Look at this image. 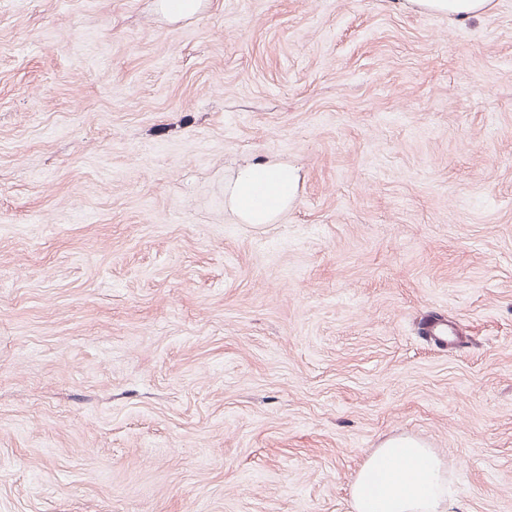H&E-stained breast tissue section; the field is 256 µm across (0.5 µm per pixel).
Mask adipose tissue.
<instances>
[{
  "label": "adipose tissue",
  "mask_w": 512,
  "mask_h": 512,
  "mask_svg": "<svg viewBox=\"0 0 512 512\" xmlns=\"http://www.w3.org/2000/svg\"><path fill=\"white\" fill-rule=\"evenodd\" d=\"M296 172L282 163L244 164L224 185V203L246 224L272 223L296 193ZM448 470L435 452L406 438L387 439L358 469L351 512H448Z\"/></svg>",
  "instance_id": "ef3b65f1"
}]
</instances>
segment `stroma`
I'll list each match as a JSON object with an SVG mask.
<instances>
[{
	"label": "stroma",
	"instance_id": "obj_1",
	"mask_svg": "<svg viewBox=\"0 0 512 512\" xmlns=\"http://www.w3.org/2000/svg\"><path fill=\"white\" fill-rule=\"evenodd\" d=\"M400 436L512 512V0H0V512H350ZM158 5L164 16L172 22H177L196 14L202 2L201 0H159ZM421 8L454 15L458 18L477 16L490 7L492 0H409ZM296 172L282 163L244 164L224 185L225 206L246 224H270L296 193Z\"/></svg>",
	"mask_w": 512,
	"mask_h": 512
}]
</instances>
